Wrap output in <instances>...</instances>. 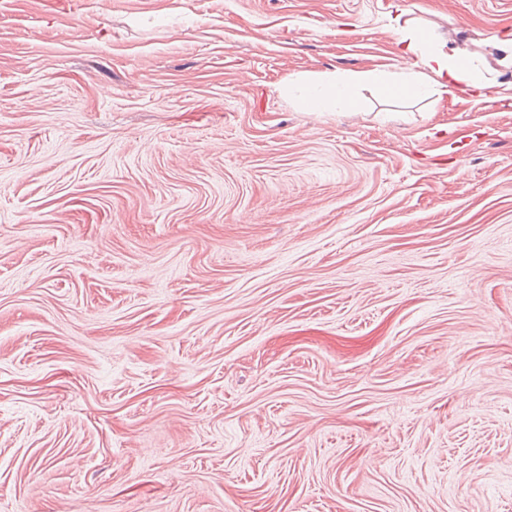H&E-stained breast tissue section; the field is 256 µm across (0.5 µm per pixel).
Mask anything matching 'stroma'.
Here are the masks:
<instances>
[{
    "label": "stroma",
    "mask_w": 512,
    "mask_h": 512,
    "mask_svg": "<svg viewBox=\"0 0 512 512\" xmlns=\"http://www.w3.org/2000/svg\"><path fill=\"white\" fill-rule=\"evenodd\" d=\"M512 0H0V512H512ZM409 13L400 4L389 12L390 27L397 36V43L405 55L417 59L420 71L413 74L386 71H368L360 75L338 78L330 74L299 75L288 83L284 91L290 94L297 89V104L308 112H321L336 104L347 109L355 108V100L350 87L359 81H369L378 86L383 94L401 98L426 97L440 91H448V86L459 87L465 84L473 90L483 89L491 80V73L484 72L473 56L457 47L446 50V42L440 43L436 34L416 25L406 18ZM439 43L433 47L435 43Z\"/></svg>",
    "instance_id": "35a3bbf8"
}]
</instances>
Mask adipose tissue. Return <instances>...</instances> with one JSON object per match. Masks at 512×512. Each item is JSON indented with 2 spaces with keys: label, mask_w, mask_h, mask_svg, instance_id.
Segmentation results:
<instances>
[{
  "label": "adipose tissue",
  "mask_w": 512,
  "mask_h": 512,
  "mask_svg": "<svg viewBox=\"0 0 512 512\" xmlns=\"http://www.w3.org/2000/svg\"><path fill=\"white\" fill-rule=\"evenodd\" d=\"M389 19L399 46L416 58L419 70L413 74L373 70L362 73V80L377 85L383 94L401 98L426 97L451 86L463 85L473 90L486 86L488 75L471 54L439 44L436 34L416 25L404 7H395ZM352 83L349 77L304 74L297 76L292 86L299 92L297 103L301 109L319 112L336 104L354 108Z\"/></svg>",
  "instance_id": "ef3b65f1"
}]
</instances>
